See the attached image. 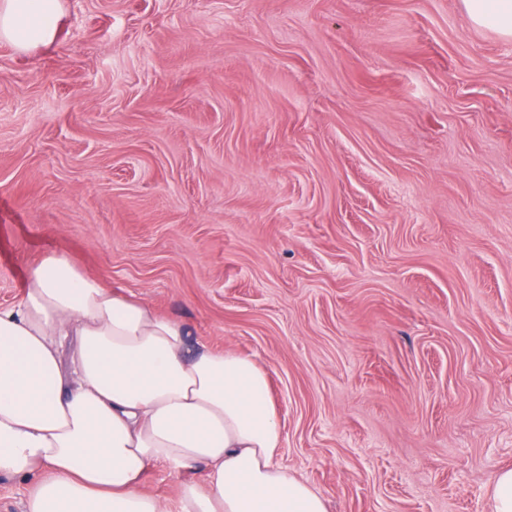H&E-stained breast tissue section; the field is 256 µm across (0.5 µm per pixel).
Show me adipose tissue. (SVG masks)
Instances as JSON below:
<instances>
[{"mask_svg": "<svg viewBox=\"0 0 512 512\" xmlns=\"http://www.w3.org/2000/svg\"><path fill=\"white\" fill-rule=\"evenodd\" d=\"M463 6L512 39V0ZM61 13L62 0H0V39L47 44ZM268 388L254 359L192 341L183 322L49 253L0 307V475L27 482L24 512H329L281 462ZM157 465L172 499L143 485Z\"/></svg>", "mask_w": 512, "mask_h": 512, "instance_id": "adipose-tissue-1", "label": "adipose tissue"}]
</instances>
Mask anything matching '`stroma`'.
<instances>
[{
    "label": "stroma",
    "instance_id": "stroma-1",
    "mask_svg": "<svg viewBox=\"0 0 512 512\" xmlns=\"http://www.w3.org/2000/svg\"><path fill=\"white\" fill-rule=\"evenodd\" d=\"M0 40V306L45 253L269 372L329 512L512 467V40L461 0H62ZM62 13L61 0H2L0 39L27 51L52 41Z\"/></svg>",
    "mask_w": 512,
    "mask_h": 512
}]
</instances>
